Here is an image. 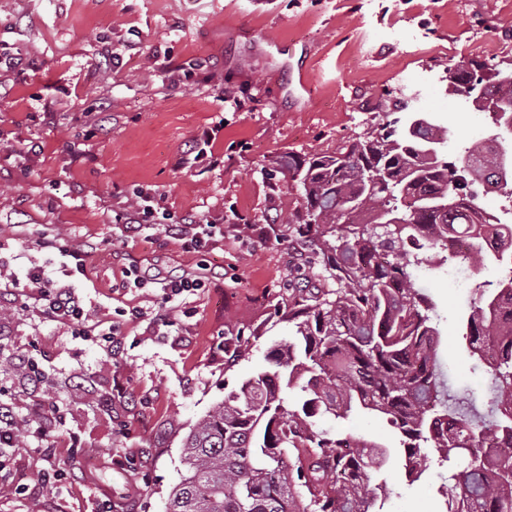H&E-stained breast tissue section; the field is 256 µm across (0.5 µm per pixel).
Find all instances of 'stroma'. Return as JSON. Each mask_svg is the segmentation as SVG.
<instances>
[{
    "label": "stroma",
    "mask_w": 512,
    "mask_h": 512,
    "mask_svg": "<svg viewBox=\"0 0 512 512\" xmlns=\"http://www.w3.org/2000/svg\"><path fill=\"white\" fill-rule=\"evenodd\" d=\"M512 0H0V292L31 266L86 304L92 321L142 308L125 322L123 351L51 321L35 305L5 301L0 361L34 359L46 381L0 370V398L17 412L60 405L59 487L38 482L39 455L21 453L26 494H0V512H166L186 473L182 439L242 380L267 369L292 326L273 306L293 278L283 220L300 194L275 169L282 154H328L408 102L448 132V151L492 133L487 117L460 109L442 79L463 59L512 60ZM24 58V70L11 68ZM53 112L47 122L45 112ZM219 127L212 151L223 166L179 161L202 130ZM84 153L72 162L71 151ZM151 192L180 220L224 226V239L189 252L164 227L132 240L116 226ZM252 224L272 232H249ZM59 239L60 248L48 247ZM87 250L85 261L71 250ZM137 265L144 287L126 285ZM505 268L471 279L415 270L413 283L439 317L441 358L457 382L481 388L459 318L476 288L495 287ZM202 279L167 335L148 332L162 279ZM244 331L249 355L225 368L226 334ZM318 428L349 431L386 453L392 493L383 512H444L442 470L408 482L399 437L379 418L330 416ZM77 446H70V439ZM143 458L145 468L109 464ZM140 493L129 499L125 489Z\"/></svg>",
    "instance_id": "35a3bbf8"
}]
</instances>
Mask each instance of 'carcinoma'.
Listing matches in <instances>:
<instances>
[{"mask_svg": "<svg viewBox=\"0 0 512 512\" xmlns=\"http://www.w3.org/2000/svg\"><path fill=\"white\" fill-rule=\"evenodd\" d=\"M485 66L448 68L446 92L481 110L512 105V63L470 93ZM425 116L379 123L335 152H288L283 179L301 192L288 216L303 264L275 305L293 324L288 342L267 354L270 369L244 380L183 439L187 474L167 512H381L387 482L376 445L316 418L360 413L386 419L399 436L406 473L430 462L448 468V512H512V278L482 290L461 318L465 348L488 375L476 393L455 384L439 356L433 304L410 270L458 262H512L491 254L488 231L512 237V224L482 218L478 193L496 190L500 150L481 138L462 161L445 159L448 140L429 136ZM466 235L459 253L451 239Z\"/></svg>", "mask_w": 512, "mask_h": 512, "instance_id": "1", "label": "carcinoma"}]
</instances>
